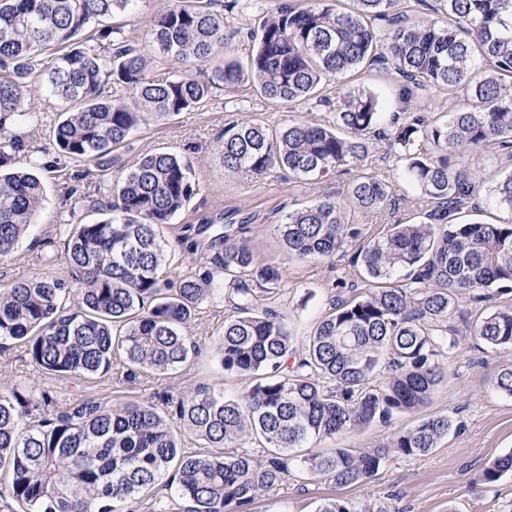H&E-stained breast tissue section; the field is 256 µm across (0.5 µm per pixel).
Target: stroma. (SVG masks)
<instances>
[{
	"label": "stroma",
	"instance_id": "obj_1",
	"mask_svg": "<svg viewBox=\"0 0 512 512\" xmlns=\"http://www.w3.org/2000/svg\"><path fill=\"white\" fill-rule=\"evenodd\" d=\"M258 22L257 10L243 2L225 13L233 59L243 62L253 53L252 33ZM31 93L41 111L39 126L15 124L11 132L41 156L52 150L48 130L60 107L45 96L41 78H34ZM239 97V103L229 102L218 85L205 106L142 127L120 150L112 174H124L151 152L168 150L186 155L199 182V192L175 217L167 235L176 236L180 225L198 224L203 217L213 219L217 233L224 230V215H233L235 221L244 223L243 235L258 260L282 267L285 288L278 311L299 340L328 314L336 280L353 276V255L348 252L330 260L286 261L273 226L288 211L320 197L337 196L353 175L339 172L317 185L289 179L278 169L256 178L227 175L216 154L225 124L256 119L274 129L292 117L317 123L325 115L320 107L270 104L248 83L240 87ZM78 168L77 162L62 159L57 167L39 170L46 201L37 218V230L21 242L10 263L0 269V285L62 273L61 256L71 226L103 220L99 204L111 188V180L78 183L77 194L66 198L67 176ZM481 309V304L473 301L460 302L452 319L459 331L457 345L445 361L448 378L430 403L414 413L393 415L388 423L346 431L335 441L336 447L364 452L378 448L423 417L452 414L456 426L438 448L414 456L391 454L375 475L354 485L337 486L298 473L290 475L275 488L262 492L251 512H315L320 499L332 496L351 498L379 512H504L512 504V474L491 486L482 484L481 475L490 461L512 452V397L500 394L494 386L498 370L512 365V347L492 349L470 336L466 321ZM228 313L223 295L203 303L194 329L207 347L191 366L177 372L143 376L132 382L114 372L89 379L49 378L34 366L25 345L17 342L0 352V388L40 385L51 389L62 403L93 396L105 401L132 399L158 404L199 381L222 385L225 394L235 395L247 382L224 373L214 348Z\"/></svg>",
	"mask_w": 512,
	"mask_h": 512
}]
</instances>
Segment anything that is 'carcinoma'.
<instances>
[{
	"mask_svg": "<svg viewBox=\"0 0 512 512\" xmlns=\"http://www.w3.org/2000/svg\"><path fill=\"white\" fill-rule=\"evenodd\" d=\"M223 0H182L151 23L147 44L115 38L106 20L135 12L138 0H0V265L7 264L43 208L44 188L18 166L24 144L13 123L37 117L28 93L38 55L46 91L64 105L50 127L54 152L81 164V180L106 177L113 154L144 125L210 99L212 85L187 68L211 66L233 99L251 82L271 103L326 105L324 85L361 71L396 76L405 117L382 111L371 93L351 88L327 119L224 126L225 172L261 176L272 168L318 181L356 168L387 145L399 178L417 192L415 221L388 224L358 246L353 265L368 291L334 303L294 347L275 310L281 267L261 264L234 225L212 240L203 272L169 278L176 253L202 248L172 223L197 191L191 166L174 152L149 153L113 182L108 217L77 224L64 246L66 271L0 289V351L21 341L48 376L92 377L117 364L126 377L178 370L199 354L188 327L200 304L221 292L231 308L216 351L224 371L253 379L239 398L194 384L162 405L93 397L59 403L49 389L0 391V499L22 512H133L142 493L175 489V512H245L259 493L292 471L347 486L373 476L390 453L424 454L454 426L448 414L423 418L382 447L312 449L317 440L418 410L443 382V356L456 347L448 319L463 299L512 293V0H306L264 13L255 53L226 57ZM433 17L419 16L421 8ZM155 64L176 75L156 82ZM122 84L129 100L112 99ZM470 102L433 115L411 108L433 94ZM395 184L360 173L335 198L288 212L274 225L288 259H332L360 230L353 212L396 206ZM77 298L73 311L67 301ZM470 335L512 346V306L469 321ZM383 379L373 381L376 372ZM512 397V368L495 377ZM224 448L221 454L189 452ZM254 440L262 454L236 453ZM512 473V453L491 461L481 481ZM316 512H368L343 497Z\"/></svg>",
	"mask_w": 512,
	"mask_h": 512,
	"instance_id": "1",
	"label": "carcinoma"
}]
</instances>
